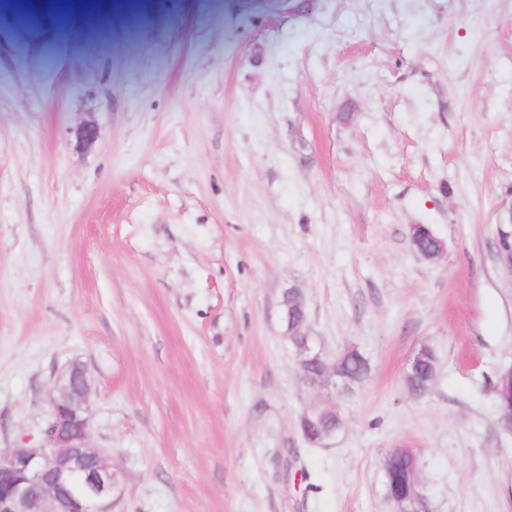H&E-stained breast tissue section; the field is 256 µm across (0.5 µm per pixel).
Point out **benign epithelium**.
Listing matches in <instances>:
<instances>
[{
    "mask_svg": "<svg viewBox=\"0 0 512 512\" xmlns=\"http://www.w3.org/2000/svg\"><path fill=\"white\" fill-rule=\"evenodd\" d=\"M297 361L304 384L328 395L342 387L335 364L305 336ZM322 367L305 374L306 359ZM92 381L79 363L56 378L49 394L51 421L39 448L0 451V512H112L117 486L110 455L92 444Z\"/></svg>",
    "mask_w": 512,
    "mask_h": 512,
    "instance_id": "benign-epithelium-1",
    "label": "benign epithelium"
}]
</instances>
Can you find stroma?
I'll return each instance as SVG.
<instances>
[{
  "label": "stroma",
  "instance_id": "1",
  "mask_svg": "<svg viewBox=\"0 0 512 512\" xmlns=\"http://www.w3.org/2000/svg\"><path fill=\"white\" fill-rule=\"evenodd\" d=\"M93 5L61 37L25 0L40 39L0 11V448L42 445L78 362L112 512H393L401 446L429 512H512V0ZM291 289L325 354L369 359L353 392L302 383ZM328 400L344 431L311 445ZM413 357H419L416 370L419 373L409 380H406L409 390L425 392L433 383L437 371V355L436 352L427 347L422 346L414 354ZM381 467L384 475L385 496L393 504L391 498L403 494H420L423 496L417 473L414 475L412 460L409 457L395 455L389 451L382 459Z\"/></svg>",
  "mask_w": 512,
  "mask_h": 512
}]
</instances>
